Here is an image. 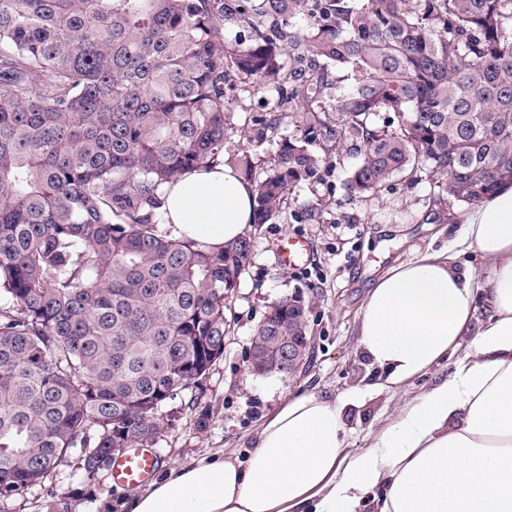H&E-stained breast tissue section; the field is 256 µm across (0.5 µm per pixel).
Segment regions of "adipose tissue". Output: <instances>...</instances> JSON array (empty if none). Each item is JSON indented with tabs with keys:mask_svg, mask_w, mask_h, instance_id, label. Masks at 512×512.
Listing matches in <instances>:
<instances>
[{
	"mask_svg": "<svg viewBox=\"0 0 512 512\" xmlns=\"http://www.w3.org/2000/svg\"><path fill=\"white\" fill-rule=\"evenodd\" d=\"M162 223L213 247L253 221V191L226 163L167 184ZM457 243L490 262L485 293L439 255L396 265L363 307L358 348L385 384L402 386L471 351L407 407L372 448H345V399L300 391L275 409L244 457L175 465L129 512H512V185L464 217ZM487 324L472 330L478 297Z\"/></svg>",
	"mask_w": 512,
	"mask_h": 512,
	"instance_id": "1",
	"label": "adipose tissue"
}]
</instances>
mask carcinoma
<instances>
[{
    "label": "carcinoma",
    "instance_id": "obj_1",
    "mask_svg": "<svg viewBox=\"0 0 512 512\" xmlns=\"http://www.w3.org/2000/svg\"><path fill=\"white\" fill-rule=\"evenodd\" d=\"M320 61L353 73L330 113L312 109ZM239 80L275 98L237 124ZM287 114L304 137L280 135ZM234 132L278 141L268 171L229 159L256 224L348 138L351 196L436 175L474 205L512 184V0H0L1 501L61 465L78 496H110L112 461L157 443L166 406L198 410L253 243L180 239L156 213ZM293 329L284 306L271 335Z\"/></svg>",
    "mask_w": 512,
    "mask_h": 512
}]
</instances>
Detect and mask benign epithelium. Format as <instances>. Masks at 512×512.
<instances>
[{
	"label": "benign epithelium",
	"mask_w": 512,
	"mask_h": 512,
	"mask_svg": "<svg viewBox=\"0 0 512 512\" xmlns=\"http://www.w3.org/2000/svg\"><path fill=\"white\" fill-rule=\"evenodd\" d=\"M309 358L307 326L296 336H264L256 330L249 352V372L258 375L290 376L303 367Z\"/></svg>",
	"instance_id": "benign-epithelium-1"
}]
</instances>
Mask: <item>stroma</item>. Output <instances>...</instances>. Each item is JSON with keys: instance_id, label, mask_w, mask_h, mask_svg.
Instances as JSON below:
<instances>
[{"instance_id": "obj_1", "label": "stroma", "mask_w": 512, "mask_h": 512, "mask_svg": "<svg viewBox=\"0 0 512 512\" xmlns=\"http://www.w3.org/2000/svg\"><path fill=\"white\" fill-rule=\"evenodd\" d=\"M344 164L328 158L317 174L302 183L274 223L250 225V262L228 303L231 321L224 356L212 367L200 405L209 414L206 430H196L191 412L178 415L155 450L159 470L216 456L244 455L267 416L301 390L339 397L360 394L344 418L346 446L358 455L392 425L407 405L434 382L446 377L469 350L463 338L446 360L410 384L366 392L375 376L357 350L359 323L372 282L398 263L423 253L451 257L459 268H472L485 286L488 264L476 251L459 252L455 238L469 205L439 195L432 179L413 182L396 176L378 195L351 198L346 190L350 168L361 146L346 142ZM306 238L311 256L306 269L282 266L276 244L285 237ZM300 298L307 308L309 359L293 376H256L248 371L250 340L269 307L284 298ZM77 478L68 466L53 475L51 490L38 487L21 500L0 502V512H106L104 499L73 495Z\"/></svg>"}]
</instances>
